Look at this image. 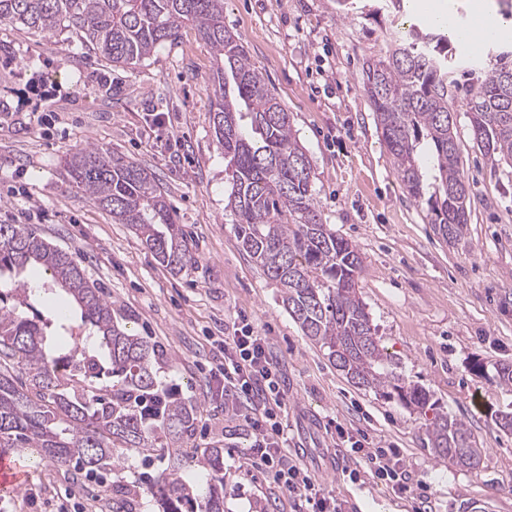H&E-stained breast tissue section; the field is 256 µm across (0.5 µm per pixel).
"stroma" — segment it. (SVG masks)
I'll list each match as a JSON object with an SVG mask.
<instances>
[{
  "label": "stroma",
  "instance_id": "stroma-1",
  "mask_svg": "<svg viewBox=\"0 0 512 512\" xmlns=\"http://www.w3.org/2000/svg\"><path fill=\"white\" fill-rule=\"evenodd\" d=\"M374 7L377 0H358L347 15L336 0H224V25L291 112L324 223L362 256L357 289L380 346L437 411L469 423L484 450L475 471L433 456L428 415L348 382L242 250L226 207L227 162L209 121L215 60L195 29L128 68L62 38L0 25V224L31 225L68 251L129 327L162 346L161 380L198 407L184 448L224 450V512L300 510L253 467L251 434L225 416L210 379L224 360L225 331L240 320L267 337L278 366L289 457L342 512H512V433L494 423L512 410V388L495 370L512 362V168L492 169L474 148L466 103L476 81L455 72L472 214L459 241L437 234L405 190L363 90V60L386 51L382 28L400 31L407 21L391 7L373 19ZM88 143L155 175L197 258L191 270L171 272L130 227L68 186L62 160ZM340 427L398 449L413 491L398 492L346 459ZM115 455L117 467L101 475L36 463L19 491L0 494V512H112L105 486L164 467L156 455Z\"/></svg>",
  "mask_w": 512,
  "mask_h": 512
}]
</instances>
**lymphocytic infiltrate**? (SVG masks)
Here are the masks:
<instances>
[{"label":"lymphocytic infiltrate","mask_w":512,"mask_h":512,"mask_svg":"<svg viewBox=\"0 0 512 512\" xmlns=\"http://www.w3.org/2000/svg\"><path fill=\"white\" fill-rule=\"evenodd\" d=\"M224 394V412L242 421L253 437L248 454L279 488L298 498L304 512H327L329 499L323 484L286 453L287 437L281 425L285 406L279 372L266 337L249 324L233 327L224 335V362L213 375ZM351 455L363 460L372 475L408 490V479L394 452L370 450L352 440Z\"/></svg>","instance_id":"1"}]
</instances>
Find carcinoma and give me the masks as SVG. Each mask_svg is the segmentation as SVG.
I'll use <instances>...</instances> for the list:
<instances>
[{
	"instance_id": "carcinoma-1",
	"label": "carcinoma",
	"mask_w": 512,
	"mask_h": 512,
	"mask_svg": "<svg viewBox=\"0 0 512 512\" xmlns=\"http://www.w3.org/2000/svg\"><path fill=\"white\" fill-rule=\"evenodd\" d=\"M0 24L65 41L115 66H137L186 26L195 28L217 65L214 135L228 159V208L242 250L281 288L282 304L303 336L336 370L364 390L432 410L429 394L389 367L357 293L356 246L323 221L312 190L313 166L293 134L287 107L268 88L238 37L224 27V0H0ZM387 51L362 64V85L400 180L445 241L470 220V184L459 166L448 103L458 63L479 73L467 102L473 140L492 165H512V51L493 61L451 54L442 32L416 26L385 31ZM65 180L139 235L166 267L181 273L196 259L172 208L138 163L87 144L63 159ZM38 266L48 291L64 294L72 314L30 317L28 283L12 303L0 297V456L34 448L58 466L99 471L112 448L157 451L168 460L155 476L112 485V512H137L151 497L162 512H224V449L181 451L196 428L197 407L159 399L158 346L123 324L65 250L27 224H0V277ZM112 384L94 388L103 377ZM95 389L87 396L86 389ZM428 436L434 456L476 470L482 449L470 427L435 413ZM209 472L204 486L182 473Z\"/></svg>"
}]
</instances>
